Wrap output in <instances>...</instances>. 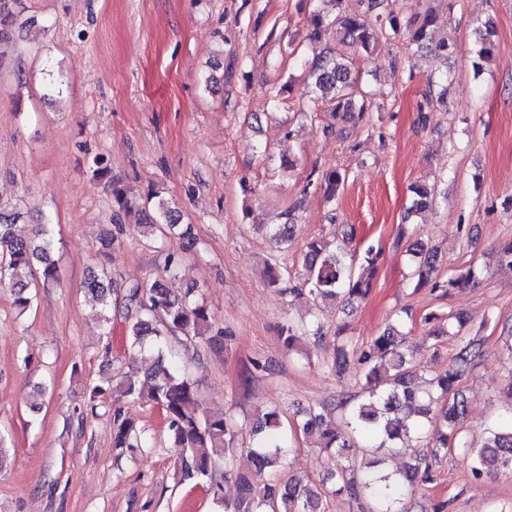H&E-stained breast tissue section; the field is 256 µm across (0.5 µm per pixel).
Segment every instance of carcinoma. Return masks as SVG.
Segmentation results:
<instances>
[{
  "label": "carcinoma",
  "instance_id": "1",
  "mask_svg": "<svg viewBox=\"0 0 512 512\" xmlns=\"http://www.w3.org/2000/svg\"><path fill=\"white\" fill-rule=\"evenodd\" d=\"M9 2L0 0V68L7 60L3 47L10 48L14 58L20 55L15 33L23 28V22ZM320 2L321 6L307 16L311 38L318 37L325 26L334 25L342 35L345 48L370 55L381 40L400 34V0H367V11L375 13L373 23L362 12L341 10L342 0ZM325 3L333 4L334 14L325 11ZM435 28L432 9L415 11L410 17L409 44L446 59L448 39H435ZM492 28V23L487 22L479 31L477 69L496 54ZM310 77L315 97L298 115L313 120L324 105L332 112H349L359 121L370 112L366 93L352 77L344 54L333 52L313 64ZM91 176L104 185L112 198L113 223H122L123 216L135 209L142 214L141 224L149 235L190 239L189 231L181 229L175 208L163 198L161 191L150 189L139 198L133 196L123 180L111 176L101 156L93 158ZM346 182V172L328 168L316 178L307 179L305 189L312 188L332 202L344 190ZM433 203L428 189L417 185L413 188L407 216ZM19 218V204L0 201V288L8 289L14 306L25 310L32 304L31 289L36 287L38 279L45 282L55 279L57 267L52 225L37 224L32 236L25 237L14 231ZM263 228L279 243L288 242L294 233L288 212ZM407 251L415 260L414 275L418 283L432 280L437 271V252L416 241L408 245ZM380 255L381 251L373 246L350 255L344 242L336 244L331 251L321 240H310L303 257L308 272V293L315 301L337 299L345 306L364 300L372 289ZM459 283L460 280L451 278L436 280L434 287L453 288ZM83 288L100 304L99 318L103 325L111 323L108 315L111 305H119L125 311L128 342L139 350L146 368L122 373L112 390L120 400L145 401L163 408L172 447L177 452L180 482L198 484L213 480L215 456L224 457V481L234 483L237 493L227 499L221 486L215 485L213 500L219 512H325L327 497L343 493L355 500H370L373 512H400L397 504L405 488L434 482L433 462L447 455L456 443L457 424L467 411V401L460 389L465 366L480 348V339L463 332L465 320L459 316L430 312L421 317L434 344L447 336L456 338L458 367L427 379L409 360L407 336L397 333L394 327L385 328L361 347L353 346L345 336L346 326L336 328L332 370L338 375L350 371L358 374L363 380L364 397L347 410L341 425L336 424L333 410L324 405L306 408L298 422L304 434L317 437L321 448L331 451L336 458V488L327 492L297 478L285 481L278 478L285 466L288 445L283 415L276 408L252 427L253 447L247 449L251 466L246 470L235 466L239 452L237 424L229 417L206 412L198 400L194 382L169 347L170 340L176 338L190 342L204 340L226 351L231 348V337L222 330L212 331V317L204 303L190 298L188 293L174 296L159 281L149 286H133L113 304L110 279L93 275L84 281ZM309 332L310 326L302 321L288 320L279 327V336L288 350L296 349ZM428 427L432 431L425 448L399 474L383 473L379 458L359 468L348 460V449L357 447L358 436L368 439L373 448H394L397 442L412 435L422 436ZM145 444L142 433L123 418L121 409L114 410L112 447L139 448ZM470 458V472L476 480L512 471V415L487 430L483 443L471 449Z\"/></svg>",
  "mask_w": 512,
  "mask_h": 512
}]
</instances>
